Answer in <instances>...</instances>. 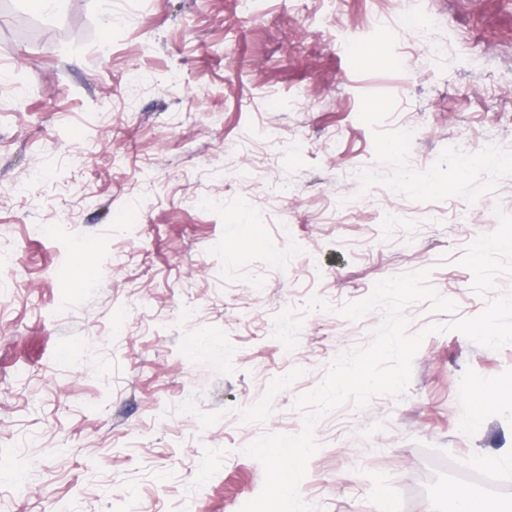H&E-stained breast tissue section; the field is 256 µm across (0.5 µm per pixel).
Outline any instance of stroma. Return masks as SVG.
Returning a JSON list of instances; mask_svg holds the SVG:
<instances>
[{"label": "stroma", "instance_id": "35a3bbf8", "mask_svg": "<svg viewBox=\"0 0 512 512\" xmlns=\"http://www.w3.org/2000/svg\"><path fill=\"white\" fill-rule=\"evenodd\" d=\"M12 4L0 512H240L264 482L244 447L298 433L296 397L382 320L338 307L426 269L458 316L483 310L458 259L512 213V164L456 169L512 144V0H421L422 27L395 0ZM313 295L332 309L286 351L273 317ZM315 437L299 492L322 512H453L454 481L512 512V345L429 335L403 400Z\"/></svg>", "mask_w": 512, "mask_h": 512}]
</instances>
